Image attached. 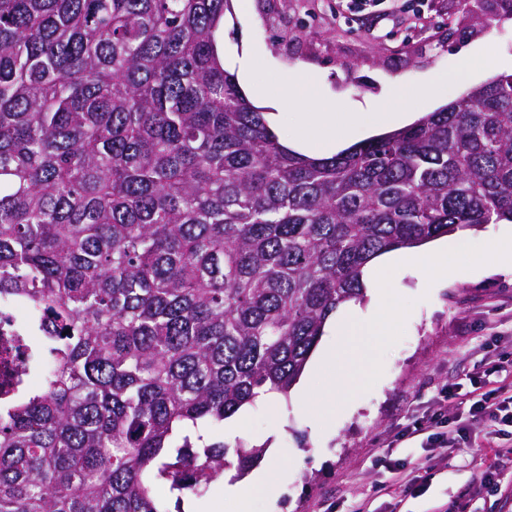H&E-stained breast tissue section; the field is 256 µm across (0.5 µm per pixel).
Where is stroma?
I'll return each instance as SVG.
<instances>
[{
  "instance_id": "obj_1",
  "label": "stroma",
  "mask_w": 512,
  "mask_h": 512,
  "mask_svg": "<svg viewBox=\"0 0 512 512\" xmlns=\"http://www.w3.org/2000/svg\"><path fill=\"white\" fill-rule=\"evenodd\" d=\"M493 0H366L360 10L341 0H247L224 17V64L254 59L257 90L279 96L284 112H390L397 104L434 112L463 92L512 73V16L486 23ZM472 60L462 65L460 53ZM405 100H397V90ZM400 295L412 300L400 340L383 357V374L357 393L320 432L307 404L279 410L257 404L231 430L208 426V441L265 446L266 459L288 470V492L272 502L256 493L251 512H512L480 486L495 467L512 487V459L458 443L441 451L425 437L395 434L425 420L448 389L444 430L457 439L459 419L502 374L470 381L500 352L512 353V274L475 270L448 285L404 274ZM421 476L419 492L397 498L391 464Z\"/></svg>"
}]
</instances>
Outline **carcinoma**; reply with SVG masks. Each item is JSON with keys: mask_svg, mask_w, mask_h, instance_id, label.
Segmentation results:
<instances>
[{"mask_svg": "<svg viewBox=\"0 0 512 512\" xmlns=\"http://www.w3.org/2000/svg\"><path fill=\"white\" fill-rule=\"evenodd\" d=\"M230 0H0V301L39 377L0 396V512H168L262 446L373 257L512 223V73L330 158L216 59Z\"/></svg>", "mask_w": 512, "mask_h": 512, "instance_id": "carcinoma-1", "label": "carcinoma"}]
</instances>
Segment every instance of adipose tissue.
Instances as JSON below:
<instances>
[{
    "label": "adipose tissue",
    "mask_w": 512,
    "mask_h": 512,
    "mask_svg": "<svg viewBox=\"0 0 512 512\" xmlns=\"http://www.w3.org/2000/svg\"><path fill=\"white\" fill-rule=\"evenodd\" d=\"M420 118V113L410 111L358 112L350 118L338 112H300L295 116L299 136L282 137L280 143L304 157L319 159L348 147L356 135L376 137L388 134ZM283 483V468L272 462L247 480L225 483L224 496L236 502L237 512H249L254 494L282 488Z\"/></svg>",
    "instance_id": "obj_1"
}]
</instances>
